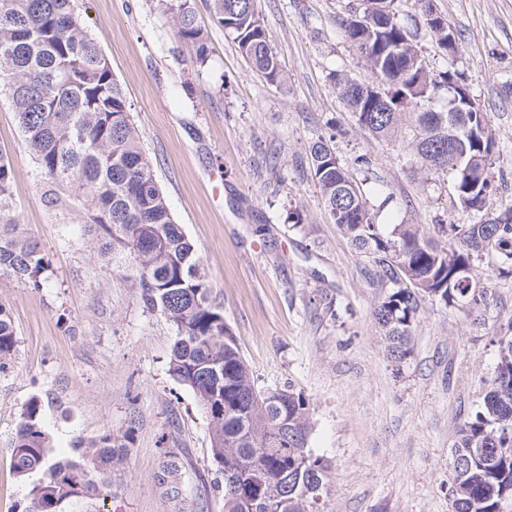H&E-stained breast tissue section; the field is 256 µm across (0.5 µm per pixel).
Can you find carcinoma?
<instances>
[{"label":"carcinoma","mask_w":512,"mask_h":512,"mask_svg":"<svg viewBox=\"0 0 512 512\" xmlns=\"http://www.w3.org/2000/svg\"><path fill=\"white\" fill-rule=\"evenodd\" d=\"M369 6L339 21V28L370 70L367 79L333 74L334 86L357 125L377 137L413 132L420 170L446 171L468 224H380L369 195L381 185L350 177L326 139L310 146L312 173L334 223L373 266L385 289L373 317L388 354L402 363L411 354L415 316L429 299L458 307L483 259L500 275H512V208L494 211L495 142L488 114L471 97L459 72H431L394 8V0ZM173 14L179 41L207 61L205 35L191 0H159ZM214 21L270 83L282 69L255 0H212ZM426 24L446 54L458 34L448 19L425 5ZM0 94L41 174L65 189L87 214L89 228L112 262L135 263L145 305L175 329L169 358L173 378L190 388L210 420L211 455L224 476V497L236 512H320L307 484L325 486L326 464L308 449L309 399L292 386L258 389L224 315L210 301L200 258L171 214L152 163L140 145L121 85L87 32L74 0H0ZM11 165L0 155V275L39 288L48 263L18 231L9 214ZM497 359L484 395L458 429L448 489L454 512H503L512 500V318L500 329ZM17 345L10 310L0 303V370ZM112 438L93 444L92 460L109 464ZM16 478L31 489L29 512H62L64 505L96 489L85 459L54 455L40 419V402L26 404L11 443ZM159 482L180 495V467L167 464Z\"/></svg>","instance_id":"cac0c4a2"}]
</instances>
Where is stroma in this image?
Returning a JSON list of instances; mask_svg holds the SVG:
<instances>
[{"instance_id": "35a3bbf8", "label": "stroma", "mask_w": 512, "mask_h": 512, "mask_svg": "<svg viewBox=\"0 0 512 512\" xmlns=\"http://www.w3.org/2000/svg\"><path fill=\"white\" fill-rule=\"evenodd\" d=\"M362 0H256L285 80L273 84L193 0L207 62L178 41L158 0H76V11L120 83L141 145L175 221L202 261L258 387L291 384L312 407L308 447L327 464L324 512H452L449 461L458 428L493 373L499 326L512 318V276L482 262L479 316L426 300L402 364L387 356L373 310L382 294L365 258L330 219L309 147L331 139L354 180L392 193L380 222L464 224L447 173L417 169L411 135L359 128L331 74L367 68L337 24ZM460 40L436 47L422 0H396L430 70L455 66L490 118L499 149L495 209L512 206V0H433ZM0 154L11 163L10 213L47 263L42 288L0 276L17 351L0 371V512H25L30 485L10 444L31 398L58 457L111 436L121 460L105 496L64 512H224V478L211 460L209 420L168 362L175 332L145 306L133 264L95 248L84 210L52 192L0 96ZM301 222L288 224L289 212ZM182 473L170 500L157 476Z\"/></svg>"}]
</instances>
